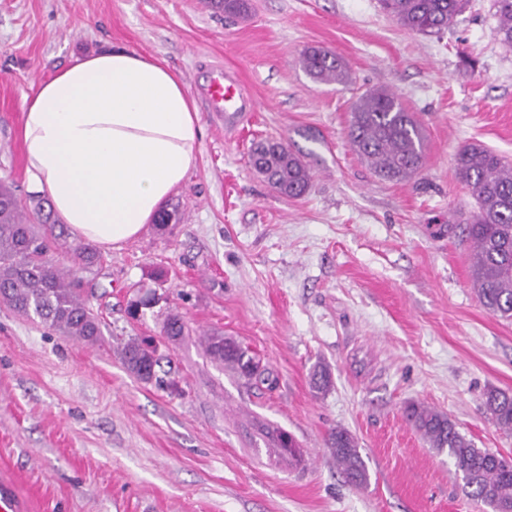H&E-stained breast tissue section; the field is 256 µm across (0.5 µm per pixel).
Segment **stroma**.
I'll use <instances>...</instances> for the list:
<instances>
[{
    "label": "stroma",
    "instance_id": "stroma-1",
    "mask_svg": "<svg viewBox=\"0 0 512 512\" xmlns=\"http://www.w3.org/2000/svg\"><path fill=\"white\" fill-rule=\"evenodd\" d=\"M494 0H469L442 33L401 27L378 0H251L225 21L204 0H0V181L26 207L23 99L76 59L110 48L152 56L188 88L211 64L237 70L254 101L225 137L198 103L197 162L171 196L179 219L146 224L102 250L82 292L101 320L88 344L0 303V473L30 512H492L468 497L447 451L404 419L411 402L443 412L476 447L512 458V433L482 407L512 393V320L471 282L462 226L473 205L454 156L477 142L512 160V47ZM346 63L348 84L314 81L301 52ZM384 87L420 121L422 170L378 179L347 138L366 89ZM284 139L313 174L277 194L249 163L254 142ZM153 291L156 306L126 308ZM185 334L162 333L168 313ZM218 330L248 347L272 385L248 386L208 354ZM154 337L146 383L119 349ZM332 385L315 393L314 367ZM290 434L305 466L266 432ZM356 439L369 481L358 488L328 439Z\"/></svg>",
    "mask_w": 512,
    "mask_h": 512
}]
</instances>
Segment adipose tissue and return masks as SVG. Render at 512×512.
<instances>
[{
	"label": "adipose tissue",
	"mask_w": 512,
	"mask_h": 512,
	"mask_svg": "<svg viewBox=\"0 0 512 512\" xmlns=\"http://www.w3.org/2000/svg\"><path fill=\"white\" fill-rule=\"evenodd\" d=\"M27 179L79 239L136 237L197 160L200 115L182 79L126 49L41 82L22 106Z\"/></svg>",
	"instance_id": "1"
}]
</instances>
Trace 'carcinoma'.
I'll list each match as a JSON object with an SVG mask.
<instances>
[{"instance_id": "cac0c4a2", "label": "carcinoma", "mask_w": 512, "mask_h": 512, "mask_svg": "<svg viewBox=\"0 0 512 512\" xmlns=\"http://www.w3.org/2000/svg\"><path fill=\"white\" fill-rule=\"evenodd\" d=\"M382 9L400 25L423 34L448 29L462 11L465 0H380ZM500 41L512 46V0H494ZM214 12L228 19L248 16L250 0H207ZM303 70L321 83L348 79L343 60L330 50L310 48L300 59ZM352 149L387 181H402L416 174L425 160L424 135L414 114L385 88L365 91L355 102L348 125ZM253 170L280 195L298 198L309 190L312 173L301 157L280 139H265L250 153ZM456 171L474 199L470 223L463 233L471 246L472 286L492 314L512 318V162L480 144L461 148L455 156ZM179 207L160 210L157 230L167 231L178 219ZM53 235L51 210L38 203L29 211L11 185L0 183V301L18 315L39 320L66 336L94 343L101 336L100 321L80 292L81 275L100 262L88 243L68 244L71 264L61 267L50 257ZM158 302L156 294L131 301L128 315L135 319L144 308ZM185 333L181 317L170 314L163 334L177 339ZM213 359L232 367L250 384H272L270 372L248 348L221 332L205 336ZM127 370L144 382L156 378L159 365L153 341L132 338L120 348ZM482 406L493 424L512 433V394L489 389ZM406 421L439 451L448 449L462 474L468 496L493 509L512 510V462L497 453L475 447L448 416L434 408L413 403L404 411ZM336 462L348 482L364 485L368 470L353 436L335 430L329 438Z\"/></svg>"}]
</instances>
